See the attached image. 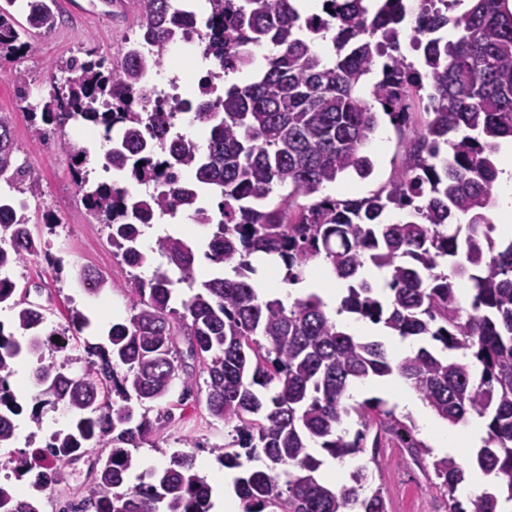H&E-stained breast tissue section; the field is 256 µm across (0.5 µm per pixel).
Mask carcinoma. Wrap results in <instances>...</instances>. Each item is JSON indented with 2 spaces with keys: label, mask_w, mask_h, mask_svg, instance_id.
Wrapping results in <instances>:
<instances>
[{
  "label": "carcinoma",
  "mask_w": 512,
  "mask_h": 512,
  "mask_svg": "<svg viewBox=\"0 0 512 512\" xmlns=\"http://www.w3.org/2000/svg\"><path fill=\"white\" fill-rule=\"evenodd\" d=\"M29 28L42 35L63 22L56 0H24ZM208 26L178 0H138L137 39L113 65L95 52L51 68L53 83L40 112L39 135L58 137L74 160L73 179L86 209L104 220L112 248L133 269L148 264L141 243L149 221L191 211L208 228V253L230 273L199 277L193 245L166 235L156 251L166 260L150 277L132 274L124 290L130 315L112 324L109 345L87 343L83 355L45 362L41 309L14 299V265L39 253L37 242L12 202L0 197V305L15 312V327L0 322V447L15 437L14 417L25 397L8 383L15 362L35 360L31 417L63 403L67 430L32 450L18 476L34 485L88 448L108 453L93 465L92 495L80 512H211L212 488L194 455L172 454L159 471L133 476L134 451L171 412L149 416V404L182 383L194 392L206 375L210 415L228 428L224 446L213 447L220 464L240 469L234 488L243 512H387L382 492L369 482L368 464L349 480L332 484L319 471L320 448L338 462L363 448L391 441L416 457L430 454L415 423L381 401L351 403V387L396 375L415 389L442 420L485 422L486 438L474 466L494 478V489L468 499L456 496L461 464L432 462L448 492V512H502L512 502V241L492 233L489 211L499 185L498 140L512 138V0H419L414 24L406 0H322L324 23L304 25L296 0H207ZM331 32L332 52L320 44ZM195 37L210 61L198 80L196 104L185 103L192 121L208 130L207 147L174 130V115L148 107L145 87L171 46ZM419 50L420 64L402 50V39ZM267 46L276 53L249 82L208 100L219 74L250 70ZM22 48L12 15L0 9V56ZM371 95L398 128L411 122L401 166L387 184L358 198L325 193L345 172L365 177L362 150L378 125ZM74 124L98 127L112 142L103 167L127 184L89 182L86 145L65 138ZM193 177L189 189L179 175ZM33 196L38 173L15 165L10 122L0 116V177ZM286 188L280 202L266 200ZM404 211L389 219L392 210ZM260 254L286 269L284 281L303 279L320 262L346 294L337 313L383 324L418 348L395 359L377 336H356L333 319L320 295L285 304L260 292ZM386 272V296L363 277ZM178 273V278L170 272ZM192 291L178 299L176 286ZM92 327L90 315L73 308L64 332L78 337ZM84 361L80 374L71 365ZM356 424L350 430V424ZM49 456L56 469L41 470ZM135 483H130V480ZM0 512H35L0 483Z\"/></svg>",
  "instance_id": "obj_1"
}]
</instances>
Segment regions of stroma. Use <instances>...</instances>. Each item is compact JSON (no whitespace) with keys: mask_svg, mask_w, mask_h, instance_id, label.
I'll list each match as a JSON object with an SVG mask.
<instances>
[{"mask_svg":"<svg viewBox=\"0 0 512 512\" xmlns=\"http://www.w3.org/2000/svg\"><path fill=\"white\" fill-rule=\"evenodd\" d=\"M64 22L48 36L25 32V48L0 58V115L12 125L17 163L38 172L41 192L30 196L0 179V192L21 198L34 239L48 247L47 253L25 257L11 272L16 294L45 307L46 330H63L71 308L93 312L95 341H105L112 323L125 319L131 301L123 285L132 273L112 250L109 229L90 214L71 175L72 160L50 141L34 131L29 108L44 97L51 85L52 61L84 55L95 50L107 60H118L135 32L137 6L125 0L111 14L99 11H70L67 0H58ZM404 141L387 116L365 148L372 165L368 177L350 174L337 179L336 195L360 197L388 182L399 166ZM104 276L109 286L99 295L87 294L79 280L82 271ZM159 408H172L174 418L155 429L137 451L138 468L146 471L164 467L172 453L190 451L197 471L205 477L220 472L211 449L223 445L226 429L209 414L205 395L197 391L183 397L181 383H174ZM69 418L62 409L44 407L39 419L23 414L16 419L12 459L20 461L34 448L44 446L48 437L66 429ZM378 468L372 472L373 486L381 488L387 512H448V499L435 478L431 458L416 460L404 448L376 451Z\"/></svg>","mask_w":512,"mask_h":512,"instance_id":"stroma-1","label":"stroma"}]
</instances>
